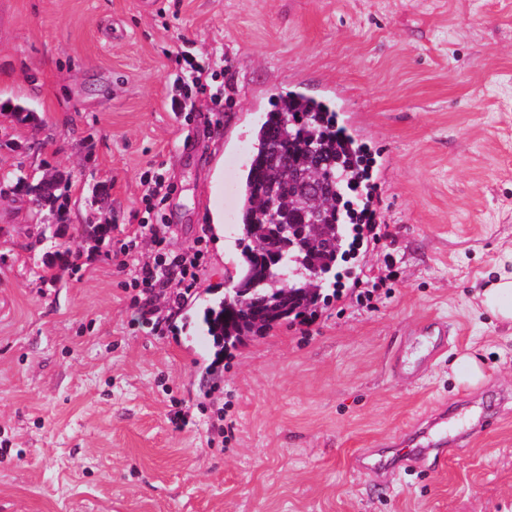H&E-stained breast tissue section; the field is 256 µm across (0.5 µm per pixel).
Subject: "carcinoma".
<instances>
[{
	"label": "carcinoma",
	"mask_w": 512,
	"mask_h": 512,
	"mask_svg": "<svg viewBox=\"0 0 512 512\" xmlns=\"http://www.w3.org/2000/svg\"><path fill=\"white\" fill-rule=\"evenodd\" d=\"M293 164L314 155L320 163L322 180L331 185L326 195V239L310 249L293 248L288 261L272 269L257 283L254 296L265 301L270 315L255 321L245 314H233L226 300L205 309L202 330L215 341L236 344L250 336L268 331L326 300V275L336 268L338 258L345 255L349 217L345 208L347 185L357 176L359 159L350 136L336 129V112L326 100L305 93L286 92L278 96L272 108L264 113L251 134V150L239 189L236 273L237 281H252L258 268V246L270 223L269 195L276 209L287 212L292 223L301 221L294 194L288 191V167L275 159L273 148ZM13 184V195L27 196L29 190L41 192L42 206L56 208L58 235L67 228L63 204L58 190L65 183L63 175L32 178L23 167L5 173Z\"/></svg>",
	"instance_id": "obj_1"
}]
</instances>
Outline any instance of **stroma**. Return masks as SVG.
<instances>
[{
    "label": "stroma",
    "instance_id": "obj_1",
    "mask_svg": "<svg viewBox=\"0 0 512 512\" xmlns=\"http://www.w3.org/2000/svg\"><path fill=\"white\" fill-rule=\"evenodd\" d=\"M186 51L214 78L177 118L168 81ZM327 82L344 92L337 112L363 117L389 234L360 256L365 283L309 323L216 347L194 321L236 253L250 151L238 131L255 102ZM6 102L36 118L0 113V171L71 181L61 237L29 198L0 202V512H512V330L481 303L512 250V0H0ZM219 162L213 237L204 196ZM147 171L175 187L168 255L205 252L155 335L111 260L147 218ZM92 218L111 224L105 239L84 235ZM75 246L91 264H47ZM430 317L447 322L448 351L400 381L394 353ZM470 356L475 385L457 380ZM460 400L492 406L497 424L441 471L390 470L379 493L351 466ZM219 407L230 435L210 448Z\"/></svg>",
    "mask_w": 512,
    "mask_h": 512
}]
</instances>
